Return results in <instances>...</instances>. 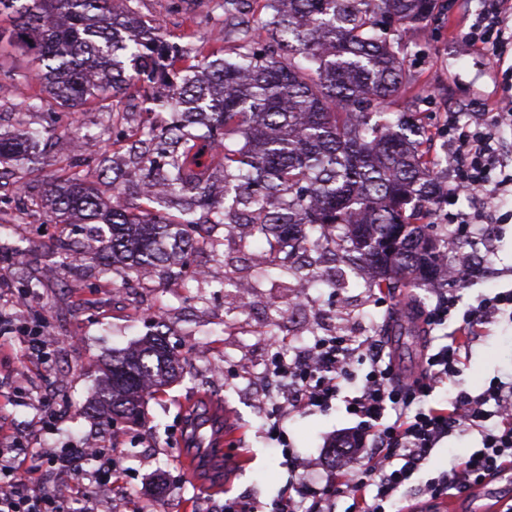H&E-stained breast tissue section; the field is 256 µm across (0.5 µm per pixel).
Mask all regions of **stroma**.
Masks as SVG:
<instances>
[{"label":"stroma","instance_id":"1","mask_svg":"<svg viewBox=\"0 0 512 512\" xmlns=\"http://www.w3.org/2000/svg\"><path fill=\"white\" fill-rule=\"evenodd\" d=\"M133 8L153 19L167 42L193 59L199 46L234 56L238 42L232 27L205 0H133ZM484 0H438L430 20L404 28L405 64L413 77L390 103L402 116L424 129L421 149L429 156L446 154L441 129L448 113L472 120L512 97V48L506 53L477 49L461 38L475 22ZM33 68L21 54L0 61V132L22 130L64 132L83 141L77 156L60 153L55 142L45 147L43 163L30 169L11 166L12 180L27 184L29 198L6 196L0 201V313L22 323L43 322L42 348L30 349L17 333L0 337V432L19 440L31 478L30 493L41 492L51 453L82 448L91 440L116 449L119 465L103 478L96 460L85 459L79 478L58 477L54 483L71 497L76 480L93 487V512H224V502L238 499L253 512H277L278 503L305 486L311 495L335 491L339 480L358 469L356 460L333 455L337 431L356 421L342 401L323 409L287 413L283 440L267 433L268 410L258 391L266 365L275 353L293 358L310 348L326 330L349 336H377L389 320L388 301L410 298L433 306L439 295H457L461 306L483 295L512 287V222L476 224L467 240L448 253L471 258L466 281L437 286L418 283L387 293L374 286L370 274H347L332 245L312 253L310 301L315 321L293 317L292 276H257V262L270 249L265 237L240 239L236 230L207 224L202 234L219 245L218 257L197 249L183 258L184 274L154 268L151 279H122L104 264L102 244H92L66 270L56 266L66 248L90 242L82 224H49L38 205L49 177L79 172L88 184L102 186V153L121 150L146 113L144 91L153 87L146 76L134 78L113 117L109 135H101L106 107L91 104L69 112L52 100L41 110L27 109L40 89ZM211 269L207 281L196 280L199 265ZM237 281L251 283L249 293H236ZM163 333L183 359L181 376L147 404L145 423L118 422L113 427L88 418L87 407L98 366L111 353L139 345ZM462 389L480 393L491 379L512 373V319L487 324L462 364ZM224 411L240 437L224 451L221 481L203 485L191 480L180 460L183 420L197 406ZM481 445L477 433L461 432L442 440L421 473L422 478L448 470ZM126 491L120 501L107 496L109 482Z\"/></svg>","mask_w":512,"mask_h":512}]
</instances>
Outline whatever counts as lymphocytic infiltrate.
<instances>
[{
  "mask_svg": "<svg viewBox=\"0 0 512 512\" xmlns=\"http://www.w3.org/2000/svg\"><path fill=\"white\" fill-rule=\"evenodd\" d=\"M487 2L467 35L479 49L512 34V0ZM504 125H512L508 103L464 126L456 116L447 120L449 149L461 163L456 188L479 195L489 207L502 190L512 187V174L493 177L504 165L496 142V131ZM457 306L455 296L444 294L434 307L416 308L427 336L422 367L414 375L397 370L378 336H328L318 340L309 355L289 361L271 358L269 373L288 381L289 409L322 408L338 398L352 407L356 426L336 438L342 453L359 462L358 470L336 486L337 496L351 499L349 512H391L436 445L461 430L478 433L481 446L420 486L429 502L470 495L486 480L512 472V381H491L476 395L462 390L445 401L430 400L437 388L461 376L462 354L481 325L502 308L512 307V289L460 311L458 325L448 327ZM441 326L445 334L434 338V329ZM358 362L369 366L365 381L352 396L342 397L341 384ZM0 512H66L55 489L27 492L20 449L14 445L0 448Z\"/></svg>",
  "mask_w": 512,
  "mask_h": 512,
  "instance_id": "1",
  "label": "lymphocytic infiltrate"
}]
</instances>
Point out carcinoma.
<instances>
[{
    "instance_id": "cac0c4a2",
    "label": "carcinoma",
    "mask_w": 512,
    "mask_h": 512,
    "mask_svg": "<svg viewBox=\"0 0 512 512\" xmlns=\"http://www.w3.org/2000/svg\"><path fill=\"white\" fill-rule=\"evenodd\" d=\"M116 2L0 0V16L13 24L0 29V50L33 56L41 92L72 112L118 97L129 71H147L167 86L163 99L145 102L178 119L138 127L123 164L106 153L100 164L113 187L129 167H147V180L163 191L144 198L176 205L182 218L175 223L151 206L131 212L120 197L73 173L51 179L40 199L47 223L88 224L94 233L106 225V258L137 275L169 263L184 247L216 251L213 242L186 235L198 224L199 208L208 209V224H252L276 242L295 225L314 224L321 237L298 245L301 252L332 238L353 272L370 266L377 286L389 291L433 273L439 240L417 220L433 199L443 160L421 153L413 139L418 131L387 118L383 104L412 81L385 24L415 26L437 0H265L271 17L259 33L248 25L238 30L235 58L201 46L193 64L131 0L122 10ZM298 56L306 65L294 62ZM221 131L243 136L245 147L229 149ZM205 138L223 166L217 206L198 161ZM20 158L40 164L38 137L0 135V165ZM181 362L160 337L112 354L86 413L110 423L137 421Z\"/></svg>"
}]
</instances>
